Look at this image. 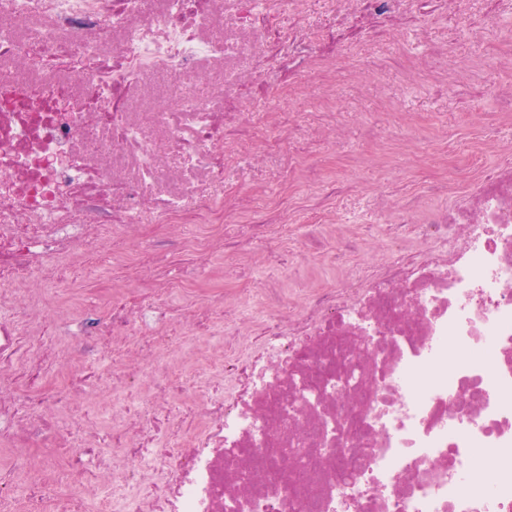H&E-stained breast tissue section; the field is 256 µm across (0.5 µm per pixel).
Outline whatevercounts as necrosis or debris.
<instances>
[{"instance_id": "4bbe7bcc", "label": "necrosis or debris", "mask_w": 512, "mask_h": 512, "mask_svg": "<svg viewBox=\"0 0 512 512\" xmlns=\"http://www.w3.org/2000/svg\"><path fill=\"white\" fill-rule=\"evenodd\" d=\"M316 2L167 0L155 13L151 0H0V447H37L54 433L80 476L21 497L16 471L35 461L13 459L0 466V512H228L236 499L251 512H288L275 492L294 477L261 471L246 446L293 448L338 424L361 452L335 448L319 466L316 512H512L511 145L485 139L498 159L475 174L446 161L447 178L428 180L449 198L444 212L416 201L397 222L383 210L398 253L356 278L348 257L358 234L318 199L320 225L300 230L339 244L329 278L309 264L302 287L269 281L265 314L239 321L232 350L181 356L182 370L207 365L199 385L159 369L161 348L178 342L167 322L222 326L245 284L175 305L168 289L136 293L116 280L103 315H43L76 296L72 264L150 267L127 246L154 229L192 252L188 279L220 252L241 268L266 262L253 240L274 239L294 208L277 201L258 220L237 193L195 189L224 179L214 165L230 152L221 107L256 77L241 65L265 43L256 16H287L280 51L291 56L307 47ZM324 2L337 24L361 15L395 36L431 2L452 21V41L512 11V0ZM220 14L240 36L213 35ZM269 117L275 134L253 159L278 150L287 183L300 184L293 130L282 113ZM237 217L247 231L232 237L225 224ZM56 336L75 368L101 355L118 362L111 386L67 428L59 413L77 408L85 386L49 383ZM481 453L493 458L491 476L476 469Z\"/></svg>"}]
</instances>
